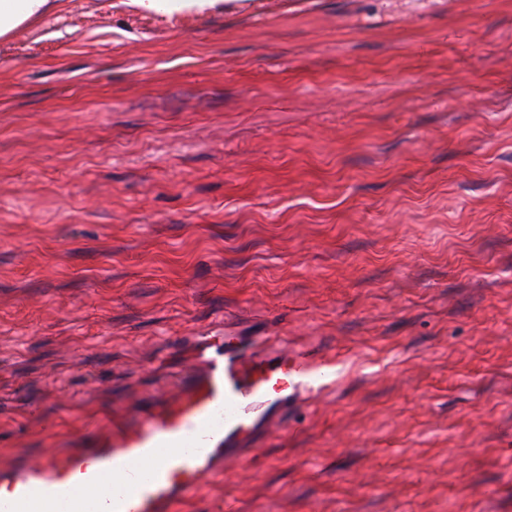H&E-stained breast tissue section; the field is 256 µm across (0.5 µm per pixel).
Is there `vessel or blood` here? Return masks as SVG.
<instances>
[{
    "instance_id": "obj_1",
    "label": "vessel or blood",
    "mask_w": 512,
    "mask_h": 512,
    "mask_svg": "<svg viewBox=\"0 0 512 512\" xmlns=\"http://www.w3.org/2000/svg\"><path fill=\"white\" fill-rule=\"evenodd\" d=\"M323 365L284 336H203L173 394L111 436L0 468V512H174L226 471L288 407L314 391Z\"/></svg>"
}]
</instances>
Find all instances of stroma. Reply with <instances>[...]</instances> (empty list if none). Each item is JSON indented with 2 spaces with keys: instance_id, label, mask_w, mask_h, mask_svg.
Instances as JSON below:
<instances>
[{
  "instance_id": "35a3bbf8",
  "label": "stroma",
  "mask_w": 512,
  "mask_h": 512,
  "mask_svg": "<svg viewBox=\"0 0 512 512\" xmlns=\"http://www.w3.org/2000/svg\"><path fill=\"white\" fill-rule=\"evenodd\" d=\"M278 2L0 36V465L229 319L327 388L177 512H512V0Z\"/></svg>"
}]
</instances>
